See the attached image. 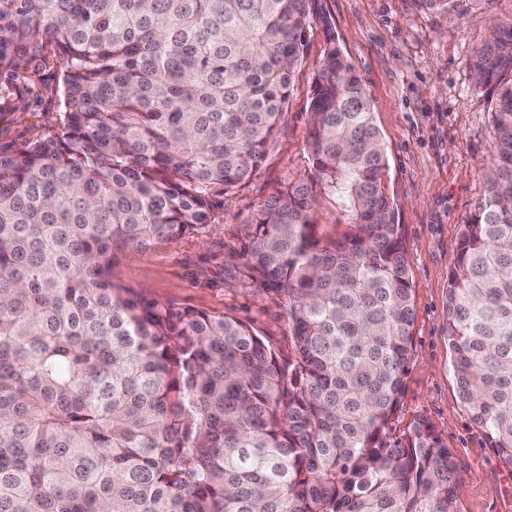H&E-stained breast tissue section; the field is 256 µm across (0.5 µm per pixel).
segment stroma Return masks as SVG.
Listing matches in <instances>:
<instances>
[{
  "mask_svg": "<svg viewBox=\"0 0 512 512\" xmlns=\"http://www.w3.org/2000/svg\"><path fill=\"white\" fill-rule=\"evenodd\" d=\"M319 8L330 26L316 23L308 31L283 130L262 169L229 192L203 235L125 252L113 280L162 302L234 316L289 355L291 332L281 305L243 276L240 253L246 228L268 197L301 179L310 165L312 80L325 35L333 33L367 89L388 161L387 193L405 232L415 323L396 427L409 429L421 418L436 427L454 454L461 512H512V470L486 448L459 401L446 335L448 275L460 226L483 192L492 158L495 91L475 83L470 62L492 24L512 21V0H458L448 15L416 0H319ZM24 80L31 95L0 114L5 150L60 129L61 65L26 71Z\"/></svg>",
  "mask_w": 512,
  "mask_h": 512,
  "instance_id": "35a3bbf8",
  "label": "stroma"
}]
</instances>
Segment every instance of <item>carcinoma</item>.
Wrapping results in <instances>:
<instances>
[{
    "mask_svg": "<svg viewBox=\"0 0 512 512\" xmlns=\"http://www.w3.org/2000/svg\"><path fill=\"white\" fill-rule=\"evenodd\" d=\"M315 0H0V102L62 66L61 133L0 150V512H460L453 454L397 436L415 320L367 92ZM325 44L311 167L247 233L284 359L243 321L118 285V255L200 235L281 133L306 32ZM485 189L448 276L461 404L512 469V22ZM324 198L349 217L316 233Z\"/></svg>",
    "mask_w": 512,
    "mask_h": 512,
    "instance_id": "obj_1",
    "label": "carcinoma"
}]
</instances>
